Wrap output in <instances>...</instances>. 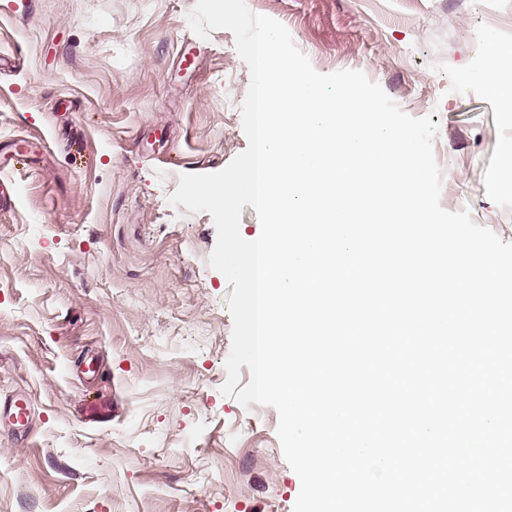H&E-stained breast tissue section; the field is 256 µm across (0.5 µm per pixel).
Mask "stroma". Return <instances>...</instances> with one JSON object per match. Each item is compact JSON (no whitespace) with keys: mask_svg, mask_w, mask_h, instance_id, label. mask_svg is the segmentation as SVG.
Instances as JSON below:
<instances>
[{"mask_svg":"<svg viewBox=\"0 0 512 512\" xmlns=\"http://www.w3.org/2000/svg\"><path fill=\"white\" fill-rule=\"evenodd\" d=\"M196 0H0V512H293L300 480L269 406L223 396L233 288L183 173L248 146L249 69ZM322 73L363 71L438 123L441 205L512 242L498 185L512 117L460 73L512 0H247ZM197 53L194 72L180 64ZM102 401L109 414L84 418ZM3 413L6 414L12 425L23 427L26 425L29 416L28 401L22 397L15 396L4 405Z\"/></svg>","mask_w":512,"mask_h":512,"instance_id":"obj_1","label":"stroma"}]
</instances>
